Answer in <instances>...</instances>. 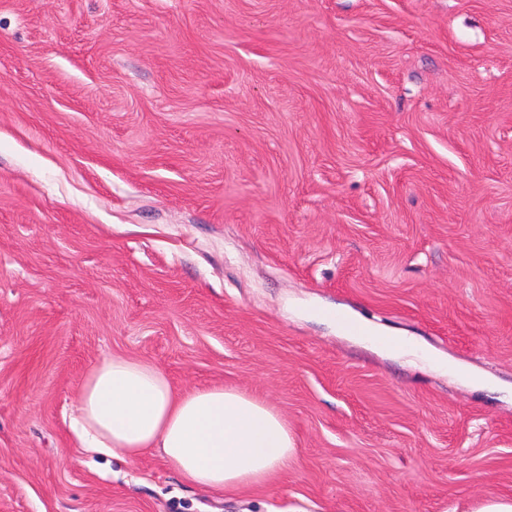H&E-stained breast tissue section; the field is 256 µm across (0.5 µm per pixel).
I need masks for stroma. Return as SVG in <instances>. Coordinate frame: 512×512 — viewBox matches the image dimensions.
<instances>
[{
    "label": "stroma",
    "mask_w": 512,
    "mask_h": 512,
    "mask_svg": "<svg viewBox=\"0 0 512 512\" xmlns=\"http://www.w3.org/2000/svg\"><path fill=\"white\" fill-rule=\"evenodd\" d=\"M111 355L263 400L294 466L224 493L76 448ZM496 502L512 0H0V512ZM343 315L345 318L354 320L355 322L358 323V325L364 327V331L361 332L359 335H357V336L352 335L353 337L357 338L358 340L362 341L363 337H364V338H367V339L371 340L372 342H374V345L391 350V351L397 353L398 355L414 356V357H419L426 361H429L430 358H424V357L419 356L416 343L413 342L412 340H410L404 336L378 334V333L374 332L373 330H371L361 320L353 318L352 316L347 315L345 313H343ZM380 338H384L385 340L378 341V339H380Z\"/></svg>",
    "instance_id": "35a3bbf8"
}]
</instances>
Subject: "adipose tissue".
I'll return each instance as SVG.
<instances>
[{"label": "adipose tissue", "instance_id": "1", "mask_svg": "<svg viewBox=\"0 0 512 512\" xmlns=\"http://www.w3.org/2000/svg\"><path fill=\"white\" fill-rule=\"evenodd\" d=\"M85 451L134 460L158 451L187 481L213 491L268 484L295 442L285 418L234 388L177 390L160 368L122 356L85 375L71 418Z\"/></svg>", "mask_w": 512, "mask_h": 512}]
</instances>
